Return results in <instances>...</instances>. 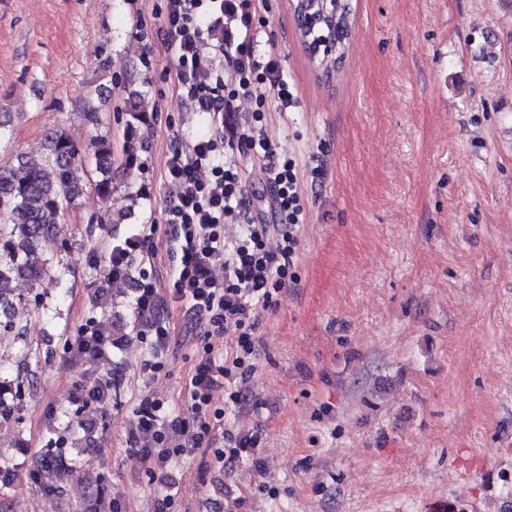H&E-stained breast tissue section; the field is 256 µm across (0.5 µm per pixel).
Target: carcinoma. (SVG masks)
Masks as SVG:
<instances>
[{
  "mask_svg": "<svg viewBox=\"0 0 512 512\" xmlns=\"http://www.w3.org/2000/svg\"><path fill=\"white\" fill-rule=\"evenodd\" d=\"M295 9L311 22L298 26L310 60L326 77L338 71L348 50L349 30L344 18L352 12L351 0H296ZM326 42L333 49L330 56L316 53ZM142 93L130 91L125 112L129 116L123 143V166L138 165L143 127L148 117L141 110ZM117 176L112 166V141L100 136L83 149L61 133L52 134L36 152L18 157L17 165L0 171V332L23 335L14 322L16 307L25 297L15 292L13 283L23 280L29 289L43 287L52 272L55 282L66 280L69 266L55 246L54 224L65 209L83 193L87 184L102 196L116 189ZM29 344H24L23 358L16 368L0 365V426L14 418V400L30 381Z\"/></svg>",
  "mask_w": 512,
  "mask_h": 512,
  "instance_id": "obj_1",
  "label": "carcinoma"
}]
</instances>
